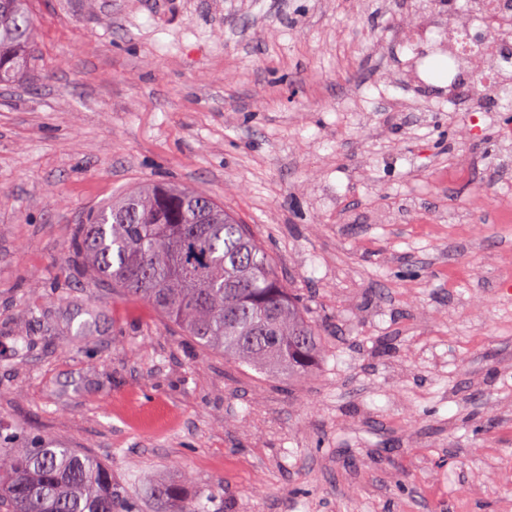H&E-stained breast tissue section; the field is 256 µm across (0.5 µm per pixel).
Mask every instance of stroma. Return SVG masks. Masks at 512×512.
I'll list each match as a JSON object with an SVG mask.
<instances>
[{"mask_svg":"<svg viewBox=\"0 0 512 512\" xmlns=\"http://www.w3.org/2000/svg\"><path fill=\"white\" fill-rule=\"evenodd\" d=\"M0 83V426L204 512H512V112L414 53L446 0H30ZM149 179L218 202L307 301L289 384L82 277L83 216ZM90 322L79 332L81 322ZM29 0H0V82L12 83L33 65L36 22ZM182 483H169L157 487L156 497L164 504L165 510L178 512H194L195 510L186 501Z\"/></svg>","mask_w":512,"mask_h":512,"instance_id":"obj_1","label":"stroma"}]
</instances>
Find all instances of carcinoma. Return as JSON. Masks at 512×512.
<instances>
[{
  "mask_svg": "<svg viewBox=\"0 0 512 512\" xmlns=\"http://www.w3.org/2000/svg\"><path fill=\"white\" fill-rule=\"evenodd\" d=\"M29 0H0V82L33 65ZM85 274L148 302L199 345L290 382L317 365L320 341L306 307L278 278L253 233L224 205L175 184L149 182L78 225L72 243ZM0 428V512H135L112 467L60 443ZM169 512H194L184 486L157 487Z\"/></svg>",
  "mask_w": 512,
  "mask_h": 512,
  "instance_id": "obj_1",
  "label": "carcinoma"
}]
</instances>
